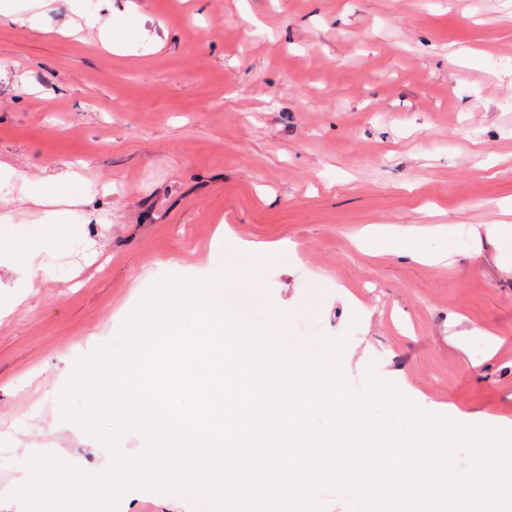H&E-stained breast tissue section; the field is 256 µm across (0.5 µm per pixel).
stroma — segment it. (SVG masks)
<instances>
[{"label": "stroma", "instance_id": "obj_1", "mask_svg": "<svg viewBox=\"0 0 512 512\" xmlns=\"http://www.w3.org/2000/svg\"><path fill=\"white\" fill-rule=\"evenodd\" d=\"M0 163V512L33 455L111 464L60 395L168 275L353 391L512 426V235L472 234L512 223V0H0ZM419 226L447 264L389 251Z\"/></svg>", "mask_w": 512, "mask_h": 512}]
</instances>
